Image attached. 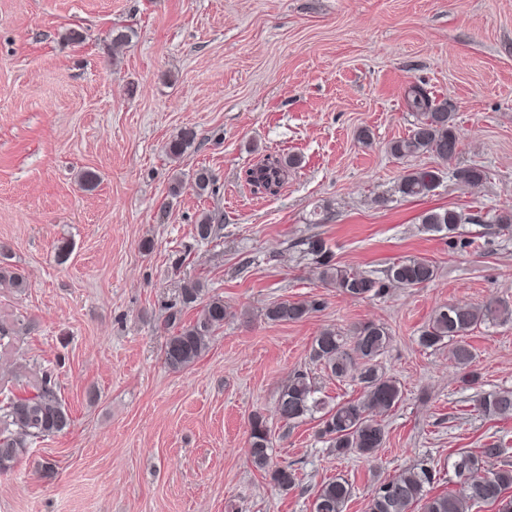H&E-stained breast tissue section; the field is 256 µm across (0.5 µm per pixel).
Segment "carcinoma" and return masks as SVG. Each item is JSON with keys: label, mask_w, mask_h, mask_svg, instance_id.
<instances>
[{"label": "carcinoma", "mask_w": 512, "mask_h": 512, "mask_svg": "<svg viewBox=\"0 0 512 512\" xmlns=\"http://www.w3.org/2000/svg\"><path fill=\"white\" fill-rule=\"evenodd\" d=\"M410 108L417 122L410 132L389 145L390 154L397 158L417 157L430 153L448 162L458 153L459 138L448 106L430 96L421 86H414L408 95ZM196 140L191 128L180 130L166 144L173 159L181 158ZM249 184L259 179L282 183V167L278 160H268L249 170ZM457 179L476 186L486 177L477 166L461 168ZM200 195L214 191L215 178L206 168L197 169L191 177ZM439 180L438 172L413 170L401 179L399 190L406 196H426ZM465 222L462 213L452 209H431L421 215V224L429 232L453 237L457 226ZM224 225L204 214L195 224L201 241L219 237ZM303 252L311 256L320 269L322 279L345 295L356 299L381 296L392 287L417 288L434 280L436 269L424 259L410 258L392 264L381 277L337 265L333 252L318 234L299 241ZM0 285L8 288L27 287L25 276L0 267ZM200 283L187 281L180 288L179 305L172 306L168 323L176 324L185 308L199 307L196 319L178 326L169 336L165 364L173 371L191 367L209 349L216 331L224 327L226 307L218 295L202 298ZM318 305L308 301H273L265 316L273 322L294 323L316 311ZM512 322V305L506 301H491L479 307L446 303L437 307L426 327L418 336L425 349L449 347L454 363L462 370L460 383L473 386L479 381L474 369L477 354L467 341L475 327L484 323ZM391 341L389 329L380 323L367 322L348 333L325 329L312 340L310 358L326 375L339 382L352 381L360 389V397L334 405L318 396L317 382L303 370L294 371L279 394L275 415L286 424H296L308 416L319 414L320 437L338 457L358 455L368 461L377 458L385 443L380 424L372 417L375 410L388 411L401 397L396 379L383 371L379 358ZM480 408L486 415L506 417L512 414V390L495 391L484 396ZM71 413L59 396L54 376L48 372L13 374L0 385V472H7L27 452L33 441L55 436L68 430ZM249 454L254 467L264 473L273 486L281 491L295 487V469L276 466L271 462L272 430L268 418L257 412L249 421ZM509 449L499 440H492L477 452L462 451L452 463L460 492L430 495V488L439 480V471L422 465L405 470L399 476L377 484L368 498L366 512H411L415 505L420 512H470L477 504H497L498 512H512V469L498 467L507 462ZM352 494L349 481L336 477L317 491L312 512H344Z\"/></svg>", "instance_id": "1"}]
</instances>
